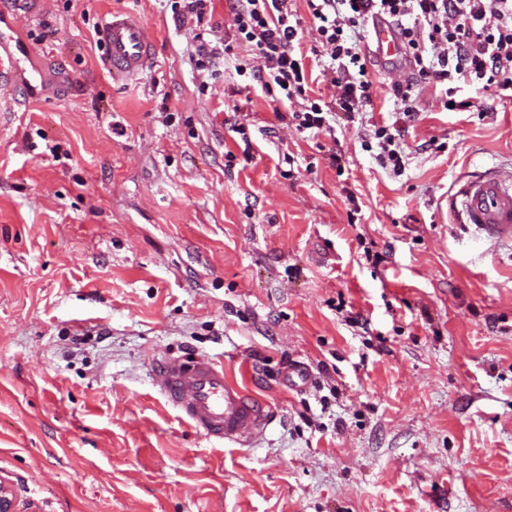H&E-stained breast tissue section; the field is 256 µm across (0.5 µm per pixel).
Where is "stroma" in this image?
<instances>
[{
	"mask_svg": "<svg viewBox=\"0 0 512 512\" xmlns=\"http://www.w3.org/2000/svg\"><path fill=\"white\" fill-rule=\"evenodd\" d=\"M234 5L0 0L26 78L0 83V476L31 512H512V243L448 205L512 172V103L426 86L390 174L373 125L407 70L368 60L361 119L299 132L237 75ZM128 12L153 63L118 83L100 25ZM202 40L228 47L203 70ZM203 355L270 407L258 442H209L154 387ZM183 6L180 9L179 3L175 2L172 5L173 13L176 14V20L180 23L196 19V23L199 24L203 21L204 16L208 12L209 3L211 0H182ZM179 6V9H177Z\"/></svg>",
	"mask_w": 512,
	"mask_h": 512,
	"instance_id": "1",
	"label": "stroma"
}]
</instances>
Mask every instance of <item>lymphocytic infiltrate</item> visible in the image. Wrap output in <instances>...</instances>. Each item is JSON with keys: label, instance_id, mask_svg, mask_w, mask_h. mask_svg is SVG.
<instances>
[{"label": "lymphocytic infiltrate", "instance_id": "lymphocytic-infiltrate-1", "mask_svg": "<svg viewBox=\"0 0 512 512\" xmlns=\"http://www.w3.org/2000/svg\"><path fill=\"white\" fill-rule=\"evenodd\" d=\"M316 45L300 52L301 20L288 0H237L234 10L238 40L248 43L256 65H238V75H251L274 101L299 102L291 119L298 131L329 129V119L343 114L355 121L372 100L373 82L358 34L375 17L398 29L413 65L410 78L394 84V122L376 126L377 161L393 174L405 168L399 143L404 122L415 119L414 89L439 86L445 103L458 112H480L485 99L512 102V0H307ZM326 51L327 74L336 89L331 100L309 94L306 53ZM469 96H462V89Z\"/></svg>", "mask_w": 512, "mask_h": 512}]
</instances>
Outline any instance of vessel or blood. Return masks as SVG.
I'll use <instances>...</instances> for the list:
<instances>
[{
	"instance_id": "1",
	"label": "vessel or blood",
	"mask_w": 512,
	"mask_h": 512,
	"mask_svg": "<svg viewBox=\"0 0 512 512\" xmlns=\"http://www.w3.org/2000/svg\"><path fill=\"white\" fill-rule=\"evenodd\" d=\"M101 30L113 77L128 80L143 73L150 62L145 22L134 15H114ZM372 33L380 57L400 53V38L387 20L374 19ZM451 204L458 223L495 241L512 242V176L502 177L491 168L476 172L460 184ZM155 382L167 402L212 441L243 445L269 425L267 404L231 381L223 365L210 359L165 361L155 371Z\"/></svg>"
}]
</instances>
